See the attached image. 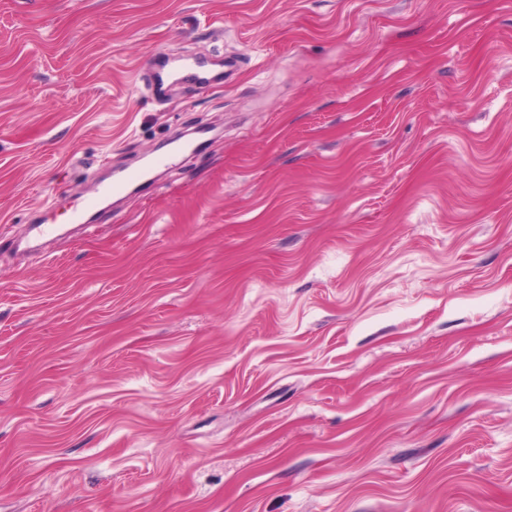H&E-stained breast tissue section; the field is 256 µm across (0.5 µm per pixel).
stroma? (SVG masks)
Here are the masks:
<instances>
[{
    "instance_id": "35a3bbf8",
    "label": "stroma",
    "mask_w": 512,
    "mask_h": 512,
    "mask_svg": "<svg viewBox=\"0 0 512 512\" xmlns=\"http://www.w3.org/2000/svg\"><path fill=\"white\" fill-rule=\"evenodd\" d=\"M0 512H512V0H0Z\"/></svg>"
}]
</instances>
